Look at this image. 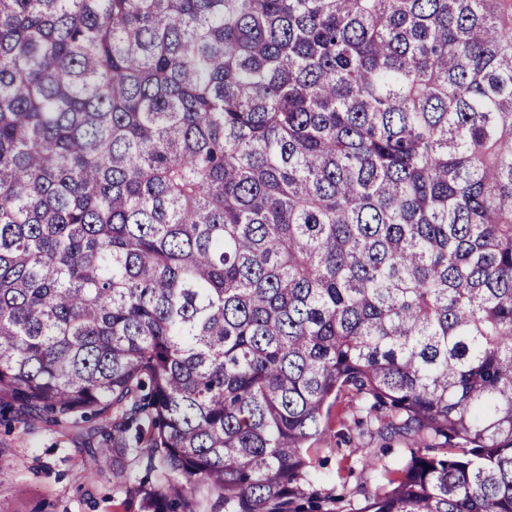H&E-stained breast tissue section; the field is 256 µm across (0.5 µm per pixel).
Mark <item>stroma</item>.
<instances>
[{"instance_id": "obj_1", "label": "stroma", "mask_w": 512, "mask_h": 512, "mask_svg": "<svg viewBox=\"0 0 512 512\" xmlns=\"http://www.w3.org/2000/svg\"><path fill=\"white\" fill-rule=\"evenodd\" d=\"M350 395H341L331 410L330 433L312 444L314 489L342 492L353 485L349 469H360L368 489L384 484L385 468L396 467L405 443L360 434L353 423ZM84 440L73 432L28 424H0V512H140L139 494L126 492L153 472L145 463L119 458L105 471L84 467ZM386 447L379 465L364 464L363 449Z\"/></svg>"}]
</instances>
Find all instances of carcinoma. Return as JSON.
I'll return each instance as SVG.
<instances>
[{"instance_id": "carcinoma-1", "label": "carcinoma", "mask_w": 512, "mask_h": 512, "mask_svg": "<svg viewBox=\"0 0 512 512\" xmlns=\"http://www.w3.org/2000/svg\"><path fill=\"white\" fill-rule=\"evenodd\" d=\"M2 409L143 512H512V0H0ZM354 406L350 394L340 396L336 405L331 410L329 425L332 432L327 436L312 442V456L316 462V478L312 490L325 489L322 493L343 491V484L348 488L355 484V479L348 476L350 466L356 471L362 468L365 458L361 448H390L388 452L379 456L378 465L366 467L364 480L367 489L373 491L376 487L386 483L383 464L388 468L396 467L403 458L405 442L399 438L388 441L380 440L376 435L365 433L360 435V430L354 425L351 409ZM338 433L339 435H336ZM375 450V449H374Z\"/></svg>"}]
</instances>
